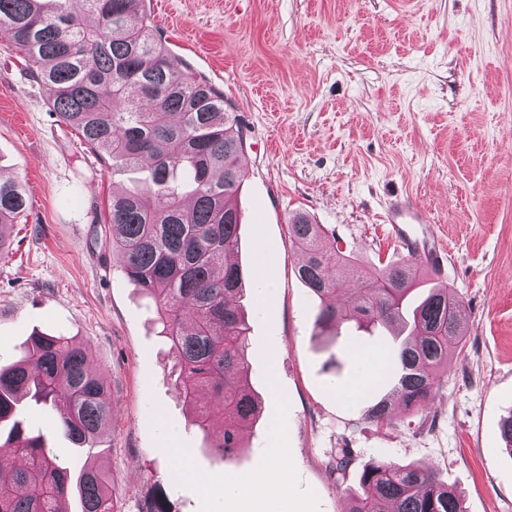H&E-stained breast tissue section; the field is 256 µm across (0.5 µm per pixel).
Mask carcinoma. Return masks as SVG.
Segmentation results:
<instances>
[{
    "mask_svg": "<svg viewBox=\"0 0 512 512\" xmlns=\"http://www.w3.org/2000/svg\"><path fill=\"white\" fill-rule=\"evenodd\" d=\"M143 0H0V28L29 75L49 90L48 104L112 174L146 170L141 188L112 191L100 221L112 228V249L128 281L154 299L161 333L170 343L175 384L207 432L224 424L216 452L234 455L240 430L260 411L248 382L247 325L240 306L243 271L232 261L239 247L244 128L224 109V94L197 79L172 55L142 7ZM23 186L0 176V257L9 229L25 211ZM288 241L303 256L297 274L322 301L315 328L341 320L391 332L383 396L364 419L394 420L393 400L408 412L432 401L436 374L448 368L464 336L462 301L444 285L416 305L420 265L389 262L365 273L336 246L322 224L303 215L288 221ZM347 272L358 290L352 311L326 302L334 274ZM213 393L198 400L202 390ZM31 396L57 411V427L73 446L94 442L112 410L103 382L89 369L87 349L66 336H31L21 359L0 364V426L19 466L0 464V512H112V478L97 464L71 481L43 438L17 420ZM346 512H466L461 495L434 471L382 459L366 466Z\"/></svg>",
    "mask_w": 512,
    "mask_h": 512,
    "instance_id": "carcinoma-1",
    "label": "carcinoma"
}]
</instances>
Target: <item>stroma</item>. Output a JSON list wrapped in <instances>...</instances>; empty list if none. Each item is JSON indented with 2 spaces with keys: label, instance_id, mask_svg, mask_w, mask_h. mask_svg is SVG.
<instances>
[{
  "label": "stroma",
  "instance_id": "obj_1",
  "mask_svg": "<svg viewBox=\"0 0 512 512\" xmlns=\"http://www.w3.org/2000/svg\"><path fill=\"white\" fill-rule=\"evenodd\" d=\"M182 59L224 93L245 127L237 261L250 327L247 360L260 416L221 459L172 376L153 300L127 280L100 221L112 178L60 128L45 86L0 31V174L26 189L27 209L0 259V363L30 336L86 345L112 421L93 447L50 426L49 407L24 417L71 473L101 465L114 512H142L156 486L171 512H215L226 476L287 448L278 500L249 496L225 512H345L372 459L437 471L466 512H512V455L499 430L512 415V0H144ZM409 193L451 255L466 335L427 409L396 408L392 425L364 418L384 395L354 348L382 354L394 338L355 322L314 327L319 300L297 278L302 256L288 218L306 214L362 264L406 258L387 237V198ZM266 279L271 292L259 298ZM337 367H328L329 357ZM186 450L180 474L166 443ZM349 451L344 479L329 463Z\"/></svg>",
  "mask_w": 512,
  "mask_h": 512
}]
</instances>
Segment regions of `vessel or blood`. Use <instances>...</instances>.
<instances>
[{"instance_id":"obj_1","label":"vessel or blood","mask_w":512,"mask_h":512,"mask_svg":"<svg viewBox=\"0 0 512 512\" xmlns=\"http://www.w3.org/2000/svg\"><path fill=\"white\" fill-rule=\"evenodd\" d=\"M387 235L408 256L433 272L443 274L450 264L449 253L442 244L434 224L411 195H391L383 213Z\"/></svg>"}]
</instances>
